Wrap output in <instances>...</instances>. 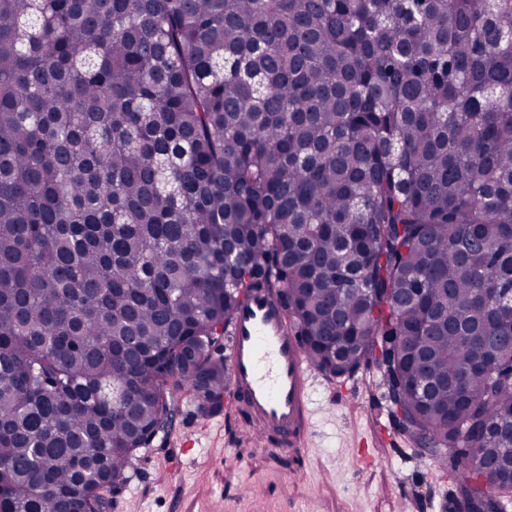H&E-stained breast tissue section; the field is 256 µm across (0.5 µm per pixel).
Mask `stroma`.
Listing matches in <instances>:
<instances>
[{
  "label": "stroma",
  "mask_w": 512,
  "mask_h": 512,
  "mask_svg": "<svg viewBox=\"0 0 512 512\" xmlns=\"http://www.w3.org/2000/svg\"><path fill=\"white\" fill-rule=\"evenodd\" d=\"M352 393L325 382L312 393L307 469L283 454L228 442L224 415L183 401L160 446L141 452L112 512H444L452 475L414 459L388 413L375 366L361 365Z\"/></svg>",
  "instance_id": "obj_1"
}]
</instances>
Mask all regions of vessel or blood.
Here are the masks:
<instances>
[{"instance_id":"vessel-or-blood-1","label":"vessel or blood","mask_w":512,"mask_h":512,"mask_svg":"<svg viewBox=\"0 0 512 512\" xmlns=\"http://www.w3.org/2000/svg\"><path fill=\"white\" fill-rule=\"evenodd\" d=\"M226 345L225 413L258 426L302 471L311 389L319 374L282 306L265 292L251 294L231 319Z\"/></svg>"}]
</instances>
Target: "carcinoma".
<instances>
[{
  "label": "carcinoma",
  "instance_id": "carcinoma-1",
  "mask_svg": "<svg viewBox=\"0 0 512 512\" xmlns=\"http://www.w3.org/2000/svg\"><path fill=\"white\" fill-rule=\"evenodd\" d=\"M512 0H0V512H110L259 289L512 503Z\"/></svg>",
  "mask_w": 512,
  "mask_h": 512
}]
</instances>
